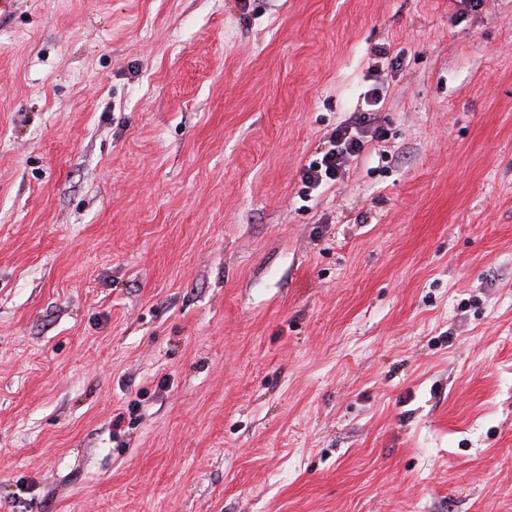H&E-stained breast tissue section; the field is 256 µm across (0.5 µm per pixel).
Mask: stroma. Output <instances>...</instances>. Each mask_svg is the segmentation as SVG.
<instances>
[{
  "label": "stroma",
  "mask_w": 512,
  "mask_h": 512,
  "mask_svg": "<svg viewBox=\"0 0 512 512\" xmlns=\"http://www.w3.org/2000/svg\"><path fill=\"white\" fill-rule=\"evenodd\" d=\"M6 2L0 512H512V0ZM379 79L364 92V111L350 122L338 126L331 148L302 168L304 192L311 193L321 187L336 184L344 176L350 159L364 151L369 137H376L378 129L373 126L374 112L379 111L384 101V83Z\"/></svg>",
  "instance_id": "35a3bbf8"
}]
</instances>
